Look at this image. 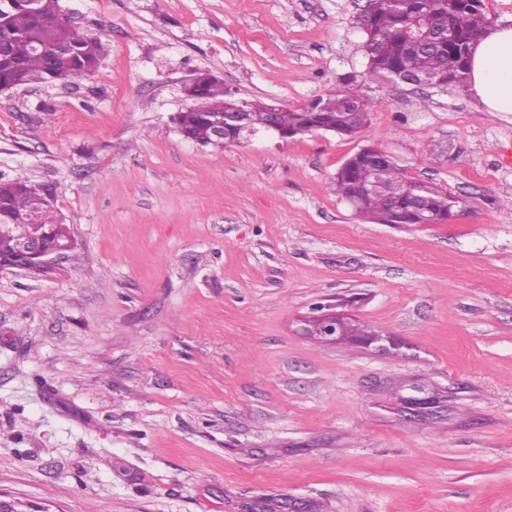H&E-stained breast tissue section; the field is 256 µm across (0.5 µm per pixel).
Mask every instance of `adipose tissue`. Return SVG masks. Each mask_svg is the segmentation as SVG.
I'll return each mask as SVG.
<instances>
[{"mask_svg": "<svg viewBox=\"0 0 512 512\" xmlns=\"http://www.w3.org/2000/svg\"><path fill=\"white\" fill-rule=\"evenodd\" d=\"M466 90L489 112H512V26L489 27L474 48Z\"/></svg>", "mask_w": 512, "mask_h": 512, "instance_id": "1", "label": "adipose tissue"}]
</instances>
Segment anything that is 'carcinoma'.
I'll use <instances>...</instances> for the list:
<instances>
[{
    "label": "carcinoma",
    "mask_w": 512,
    "mask_h": 512,
    "mask_svg": "<svg viewBox=\"0 0 512 512\" xmlns=\"http://www.w3.org/2000/svg\"><path fill=\"white\" fill-rule=\"evenodd\" d=\"M42 19L26 0H0V44L7 55L0 60V88L53 83L93 73L105 54L101 38L91 37L76 23L56 24L60 0H40ZM490 25L483 0H368V12L357 21L367 72L397 83L402 75L420 79L444 76L447 87L465 84L474 43ZM65 44V52L57 46ZM347 93L319 95L299 108L275 110L249 101L247 117L255 129L275 121L295 137L327 124L340 136H361L370 126V110L377 103L358 91V75L344 78ZM197 106L178 113L177 128L192 141L208 145L211 112L230 109L224 82L208 72L197 73L193 90ZM333 190L347 200L361 189L359 215L378 224H419L413 208L418 200L425 215L448 218L459 200L429 182L414 179L385 151L369 144L345 168L336 171ZM54 192L42 184L0 179V212L15 220H36L52 230L51 240L65 241L69 228L48 220ZM17 238L0 231V257L16 253Z\"/></svg>",
    "instance_id": "carcinoma-1"
}]
</instances>
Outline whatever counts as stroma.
<instances>
[{
	"mask_svg": "<svg viewBox=\"0 0 512 512\" xmlns=\"http://www.w3.org/2000/svg\"><path fill=\"white\" fill-rule=\"evenodd\" d=\"M107 52L0 92V178L55 192L52 273L0 269V496L33 512H512V113L366 80L375 146L462 202L374 224L362 138L185 139L182 85L297 108L364 73L357 0H63ZM389 336L324 344L319 307ZM445 392L412 418L397 389Z\"/></svg>",
	"mask_w": 512,
	"mask_h": 512,
	"instance_id": "35a3bbf8",
	"label": "stroma"
}]
</instances>
